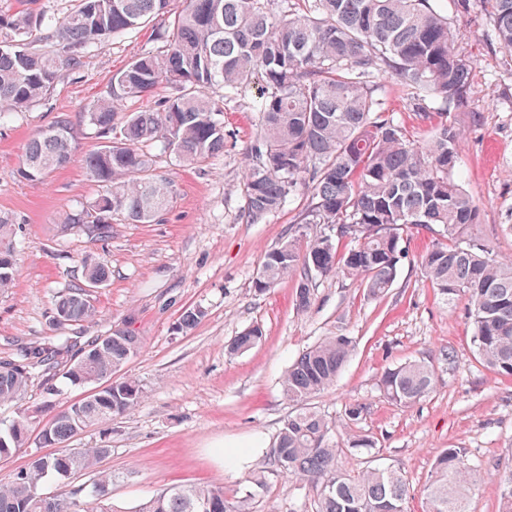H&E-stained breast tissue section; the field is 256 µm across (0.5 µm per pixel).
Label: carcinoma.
I'll use <instances>...</instances> for the list:
<instances>
[{
  "instance_id": "1",
  "label": "carcinoma",
  "mask_w": 512,
  "mask_h": 512,
  "mask_svg": "<svg viewBox=\"0 0 512 512\" xmlns=\"http://www.w3.org/2000/svg\"><path fill=\"white\" fill-rule=\"evenodd\" d=\"M169 2L77 0L62 16L41 15V49L26 43L32 31L29 13L0 14V122L46 96L61 72L79 68L105 39L168 15L165 49L134 55L112 75L106 95L80 113V122L103 139L81 159L102 192L66 217V228L103 241L117 220L155 221L172 198L170 183L154 174L155 152L198 166L223 152L224 99L256 79L260 123L246 152L243 218L260 223L305 186L308 201L299 222L320 225L318 235L301 233L265 254L256 290L297 275L296 302L308 308L314 278L343 275L359 279L368 295L379 297L397 278L404 233L437 232L420 256L423 277L445 298H467L478 359L511 377L512 259L494 254L480 237L479 208L454 177L460 132L442 122L426 141H411L381 110L368 81L374 71L391 72L444 111L466 101L471 63L456 53L448 19L431 0H302V11L279 14L273 12L274 0H184L173 15ZM484 4L500 45L512 49V0ZM163 84L173 85L176 94L159 99L158 109L126 111L129 101ZM213 88L223 90L221 98L209 94ZM74 137L72 121L57 117L29 141L22 176L42 179L69 163ZM16 246L12 225L0 218V291L18 275ZM84 279V286L57 296L59 321L81 326L96 316L88 289L106 284L107 263L85 267ZM205 316L200 306L190 309L178 329L187 332ZM262 337L260 327L250 326L227 351L242 354ZM76 346L71 336H51L13 357H0V403L21 401L36 374L57 368L65 358L67 383L98 389L43 426L40 440L58 451L33 453L26 467L0 479V512H114L109 472L97 473L92 483L65 496H48L43 486L92 472L107 454L106 448H69L67 442L141 404L142 385L114 375L140 354L142 342L120 327L94 338L77 357ZM353 350L351 337L327 336L288 366L281 391L296 410L270 448L271 464L311 488L315 512H404L411 488L401 471L338 466L342 455L371 452L374 440L351 433L335 439L330 422L309 404L334 385ZM435 383L431 367L410 360L384 372L381 390L393 405L407 407L428 396ZM366 412L362 402L346 404L347 425H358ZM31 428L28 416L1 428L7 447H0V455L24 447ZM433 470L424 487L428 512H470L477 470L465 449L443 450ZM495 480L499 512H512V469ZM134 512H245V501L228 500L222 487L181 484L159 490Z\"/></svg>"
}]
</instances>
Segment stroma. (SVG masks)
Wrapping results in <instances>:
<instances>
[{
	"mask_svg": "<svg viewBox=\"0 0 512 512\" xmlns=\"http://www.w3.org/2000/svg\"><path fill=\"white\" fill-rule=\"evenodd\" d=\"M454 32L456 52L471 62L472 92L450 108L460 129L456 177L481 211L480 230L496 254L512 258V51L501 47L482 0H433ZM163 18L106 40L79 69L63 72L51 93L0 125V217L15 226L25 247L19 274L0 292V356L46 337L92 339L115 325L140 336L143 349L120 375L140 382L143 402L130 414L86 429L71 447L103 446L110 453L100 470L111 473V500L125 508L175 484L223 487L227 498H248V512H312L307 488L273 472L268 450L292 407L280 382L288 365L307 347L339 333L355 349L335 385L312 398L329 421L342 424L346 403L368 406L359 427L377 449L373 460L400 470L412 492L405 512H427L424 486L435 458L462 448L481 478L470 496V512H499L498 471L512 467V377L483 367L471 342L467 300L443 298L425 281L418 260L431 246L426 232L410 234L397 280L379 298L360 281L342 276L316 279L310 309L296 304L297 277L265 292L255 289L268 250L294 236L306 191L258 224L242 219L243 153L258 124V88L224 103V151L202 167L158 156L154 168L174 189L169 209L149 224L115 222L112 235L91 241L64 231L66 214L96 197L101 188L79 159L97 150L94 129L78 121L85 105L103 95L114 73L139 51H161ZM372 82L383 109L416 140L427 136L421 113L436 112L388 72ZM76 123V162L31 181L20 167L29 140L56 117ZM107 262L110 277L95 289V323L61 325L54 320L57 295L83 285L82 266ZM207 315L190 332L178 329L189 309ZM263 331L261 343L238 355L230 340L247 327ZM452 360H444V352ZM432 366L434 390L400 408L382 395L384 371L408 360ZM47 376L36 378L25 398L0 405V420L34 416L46 423L55 409L88 396L71 387L48 401ZM365 455L341 457L348 469L365 468ZM266 471L262 487L249 473Z\"/></svg>",
	"mask_w": 512,
	"mask_h": 512,
	"instance_id": "stroma-1",
	"label": "stroma"
}]
</instances>
